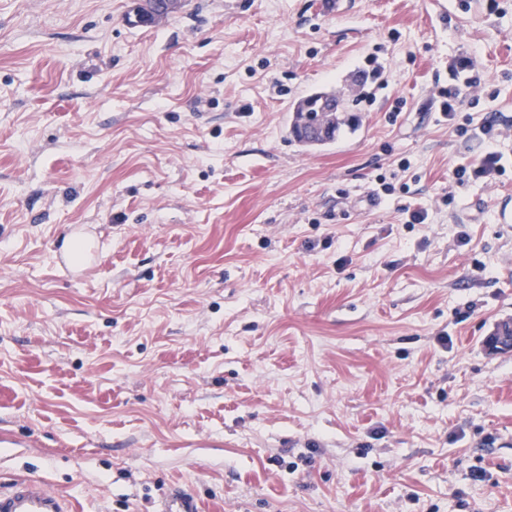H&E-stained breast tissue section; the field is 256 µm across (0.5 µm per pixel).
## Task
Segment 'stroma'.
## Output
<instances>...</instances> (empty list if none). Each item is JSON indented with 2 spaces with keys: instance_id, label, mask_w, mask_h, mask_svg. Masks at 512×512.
<instances>
[{
  "instance_id": "obj_1",
  "label": "stroma",
  "mask_w": 512,
  "mask_h": 512,
  "mask_svg": "<svg viewBox=\"0 0 512 512\" xmlns=\"http://www.w3.org/2000/svg\"><path fill=\"white\" fill-rule=\"evenodd\" d=\"M442 2L0 0L1 486L512 512V135L457 184L485 145L431 97L471 55L512 124V0ZM319 92L356 125L306 147ZM328 108L329 103L327 99L321 95V93L312 94L300 100L297 104L295 116L291 124V134L293 137L304 145H308L307 143H320L322 145L334 141L336 139V135L341 131L342 127L348 125L349 123V119L346 117V110L343 112V107L338 110L340 114H336V120L333 122L331 131L330 133H327V136L324 139L310 141L307 140L308 133L301 134L299 131L298 119L304 115V113H307L308 121L311 123H316L322 120V113L326 112Z\"/></svg>"
}]
</instances>
